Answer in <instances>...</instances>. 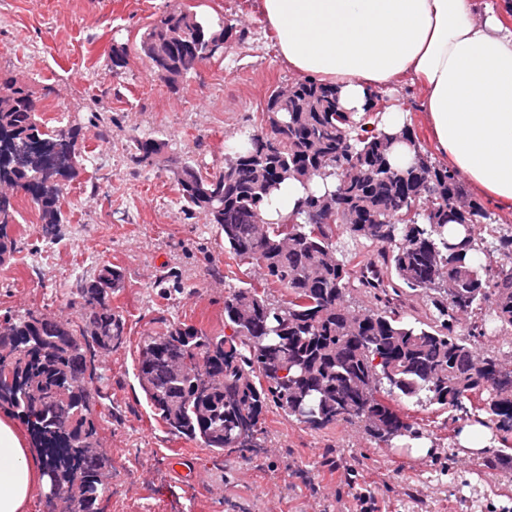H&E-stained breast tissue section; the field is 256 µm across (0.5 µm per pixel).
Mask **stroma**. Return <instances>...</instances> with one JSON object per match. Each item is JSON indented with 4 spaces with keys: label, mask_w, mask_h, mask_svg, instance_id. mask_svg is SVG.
Returning <instances> with one entry per match:
<instances>
[{
    "label": "stroma",
    "mask_w": 512,
    "mask_h": 512,
    "mask_svg": "<svg viewBox=\"0 0 512 512\" xmlns=\"http://www.w3.org/2000/svg\"><path fill=\"white\" fill-rule=\"evenodd\" d=\"M178 0H0V76L27 84L51 126L81 127L83 164L67 180L65 220L42 237L31 204L18 210L24 237L11 263L0 266V314L34 308L77 318L79 278L104 264L122 270L113 311L122 315L125 343L99 363L106 396L92 418L112 459L116 485L102 512H355L354 494L373 493L382 512H512V469H492L491 453L459 444V425L439 405L402 402L427 455L380 448L356 427L314 431L265 415L264 447L218 456L172 436L156 419L134 377L144 337L187 324L224 329V296L249 279L246 265L224 247L203 215H188L172 171L182 163L205 173L224 165L228 136L259 127L270 92L296 75L251 0H185L199 17L237 21L224 57L204 63L170 89L149 72L134 47L149 23ZM131 47L113 73L111 45ZM378 111L404 104L407 123L437 165L419 87L378 91ZM104 122L91 125V114ZM164 142L153 161L130 160L132 137ZM193 473L173 476L175 457Z\"/></svg>",
    "instance_id": "1"
}]
</instances>
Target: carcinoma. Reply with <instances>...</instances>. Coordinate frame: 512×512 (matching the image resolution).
<instances>
[{
	"label": "carcinoma",
	"mask_w": 512,
	"mask_h": 512,
	"mask_svg": "<svg viewBox=\"0 0 512 512\" xmlns=\"http://www.w3.org/2000/svg\"><path fill=\"white\" fill-rule=\"evenodd\" d=\"M235 29L229 19L206 27L181 4L150 24L137 52L174 88L202 63L223 58ZM294 87L286 106L264 113L265 129L240 137L235 167L204 175L183 164L175 172L186 209L215 225L230 253L266 272L224 296L230 333L184 324L144 339L135 377L151 411L170 434L218 455L262 447L272 405L313 430L354 424L386 447L419 437L399 409L405 400L437 404L459 420L486 411L508 443L512 390L500 388L498 376H512V360L478 354L459 327L471 318L468 335L477 339L512 333V233H497L476 202L456 210L464 193L446 167L433 166L428 191L416 197L413 166L390 162L392 137L339 111L335 88L309 78ZM42 111L27 86L12 78L0 83V146L29 150L25 163L0 165V186L12 188L7 208L0 207V265L21 241L12 231L19 197L36 207L43 237L63 223L65 188L44 187L43 158L59 147L65 171L83 165L81 129L50 127ZM279 125L286 134L269 153L268 128ZM163 147L135 138L130 159L140 164ZM312 173L338 179L326 192L336 196V208L321 223H311L312 204L322 198L313 191L287 223H255L284 180ZM483 221L490 241L475 232ZM450 222L457 233H448ZM342 236L378 248L379 261L350 266L338 246ZM122 281L106 264L81 279L83 311L75 321L31 308L0 316V376L12 378L0 383V407L23 420L42 458L48 512L57 496L71 512H101L109 491L112 461L91 418L97 399L85 377L95 357L125 343V322L110 304ZM358 288L380 306L351 305L347 295ZM410 292L421 295L428 320L406 321L391 306Z\"/></svg>",
	"instance_id": "cac0c4a2"
}]
</instances>
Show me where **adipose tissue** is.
<instances>
[{"instance_id":"ef3b65f1","label":"adipose tissue","mask_w":512,"mask_h":512,"mask_svg":"<svg viewBox=\"0 0 512 512\" xmlns=\"http://www.w3.org/2000/svg\"><path fill=\"white\" fill-rule=\"evenodd\" d=\"M296 74L335 87L354 117L375 89L417 84L437 151L456 174L512 210V28L475 0H254ZM333 179L291 178L265 206L288 217ZM47 478L17 424L0 417V512H26Z\"/></svg>"}]
</instances>
